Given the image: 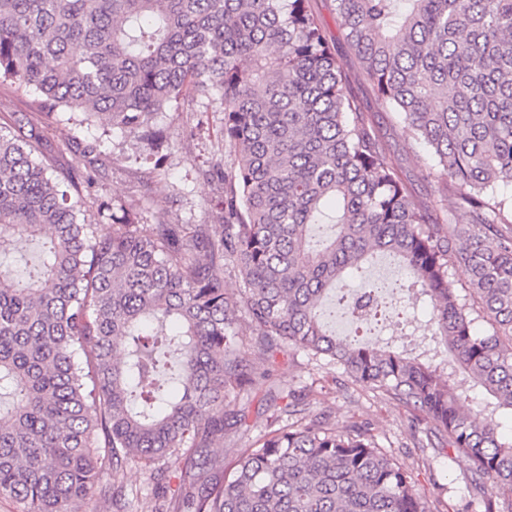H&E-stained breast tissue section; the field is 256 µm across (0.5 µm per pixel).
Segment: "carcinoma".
Masks as SVG:
<instances>
[{
  "label": "carcinoma",
  "instance_id": "carcinoma-1",
  "mask_svg": "<svg viewBox=\"0 0 512 512\" xmlns=\"http://www.w3.org/2000/svg\"><path fill=\"white\" fill-rule=\"evenodd\" d=\"M334 2L361 74L445 171L463 245L415 201L311 0H0V82L41 110L105 114L159 150L148 117L207 97L230 157L206 171L224 185L211 223L141 224L132 203L95 204L90 151L53 176L27 117L0 125V246L41 242L0 269V498L18 512H98L95 493L125 512L115 475L175 456L177 488L142 512H433L370 429L282 424L292 392L269 398L254 446L211 453L247 426L226 395L271 380L288 349L422 413L468 459L483 512H512V0ZM94 204L106 237L80 221ZM377 254L402 277L345 313L423 299L439 359L329 329L323 300Z\"/></svg>",
  "mask_w": 512,
  "mask_h": 512
}]
</instances>
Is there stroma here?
I'll use <instances>...</instances> for the list:
<instances>
[{
    "mask_svg": "<svg viewBox=\"0 0 512 512\" xmlns=\"http://www.w3.org/2000/svg\"><path fill=\"white\" fill-rule=\"evenodd\" d=\"M312 5L336 44L338 65L353 74L352 88L385 132L415 199L427 201L443 183L442 167L426 148L407 136L403 124L387 113L369 83L358 78L357 62L345 43L333 0H313ZM3 112L28 117L61 166L81 164L76 143L96 144L100 156L94 175L95 194L114 203L135 201L141 223L153 224L162 218L172 224H204L221 205L222 186L203 176L209 166L228 159L224 112L210 99L201 98L180 111L152 116V125L168 137L167 144L152 155L137 138L114 128L108 117L100 115L82 124L66 112L48 117L37 110L31 97L20 95L6 84L0 85ZM274 378V383L262 381L250 391L227 396L231 406L245 407L253 413L249 428L235 438L234 447H252L259 437L263 421L255 412L269 392L301 391L305 397L297 411L288 415V422L304 424L326 415L340 429L355 422L364 424L380 446L411 472L417 491L430 506L438 507L440 512H477L467 505V459L448 458L437 439L428 437L421 414L353 382L341 368L312 361L298 350L279 356Z\"/></svg>",
    "mask_w": 512,
    "mask_h": 512,
    "instance_id": "1",
    "label": "stroma"
}]
</instances>
